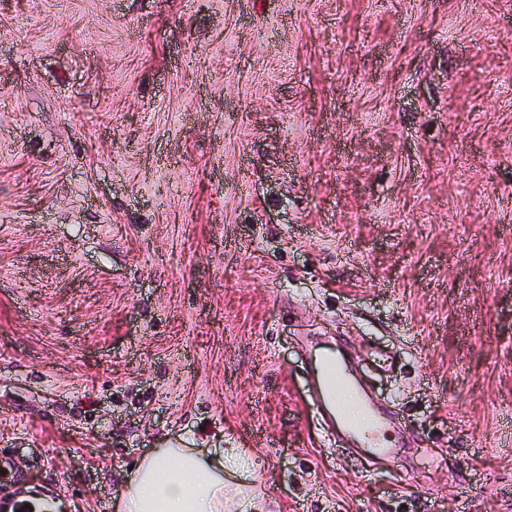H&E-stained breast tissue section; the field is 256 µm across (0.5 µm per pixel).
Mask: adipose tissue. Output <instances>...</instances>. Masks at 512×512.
Here are the masks:
<instances>
[{
    "instance_id": "1",
    "label": "adipose tissue",
    "mask_w": 512,
    "mask_h": 512,
    "mask_svg": "<svg viewBox=\"0 0 512 512\" xmlns=\"http://www.w3.org/2000/svg\"><path fill=\"white\" fill-rule=\"evenodd\" d=\"M250 458L223 450L154 448L127 478L116 508L118 512H266L262 500L231 486L226 473L246 475Z\"/></svg>"
}]
</instances>
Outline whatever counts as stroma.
<instances>
[{"instance_id": "obj_1", "label": "stroma", "mask_w": 512, "mask_h": 512, "mask_svg": "<svg viewBox=\"0 0 512 512\" xmlns=\"http://www.w3.org/2000/svg\"><path fill=\"white\" fill-rule=\"evenodd\" d=\"M510 431L512 0H0V499L115 512L176 444L270 512H512ZM312 382L319 395L324 416L334 428L355 438L362 448H367L365 471H373L374 460L391 455L392 448L381 439L383 422L373 402L351 382L345 363L335 353L321 354L312 373ZM350 390L358 407L356 417L343 412L337 405L339 394Z\"/></svg>"}]
</instances>
